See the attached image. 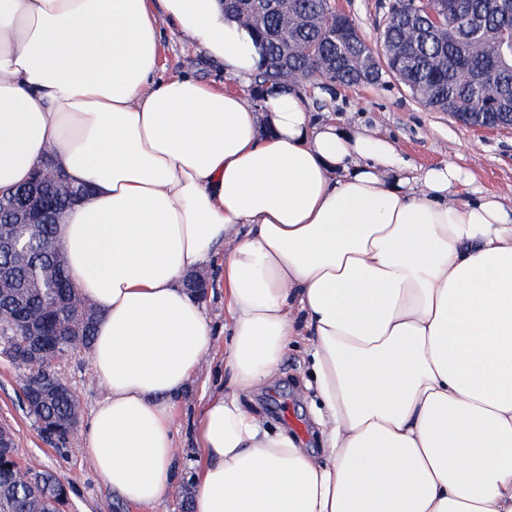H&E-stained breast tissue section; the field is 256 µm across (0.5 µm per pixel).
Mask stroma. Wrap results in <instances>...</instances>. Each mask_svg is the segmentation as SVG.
<instances>
[{"instance_id": "stroma-1", "label": "stroma", "mask_w": 512, "mask_h": 512, "mask_svg": "<svg viewBox=\"0 0 512 512\" xmlns=\"http://www.w3.org/2000/svg\"><path fill=\"white\" fill-rule=\"evenodd\" d=\"M333 7L351 15L369 42H376L387 15L388 0H332ZM161 52L157 79L187 75L227 90L239 83L225 75L221 64L207 53L179 38L166 19H159ZM300 90L313 120L354 123L378 131L395 142L403 158L415 168L451 162L466 172L471 182L462 189L461 199L473 191L499 193L512 189V129L469 128L445 112L416 101L396 80L382 85L330 88L305 82ZM220 259L203 272L209 288L203 299L211 327L207 363L194 375L176 399L174 416L175 473L173 490L156 504L143 508L122 503L105 487L85 458L81 439L72 436L63 443L47 440L20 400L24 379L22 368L0 356V426L14 435L21 462L37 471L54 474L69 489L71 512H178L177 489L195 482L198 451L195 443L197 412L203 398L221 384L224 377V290L218 282ZM63 380L74 392L82 417H89L105 389L93 377L87 349L69 352L60 363ZM308 363L303 346L290 349L280 366V377L262 390L257 404L272 424L289 428L303 439L315 432V391L307 387Z\"/></svg>"}]
</instances>
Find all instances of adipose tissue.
Masks as SVG:
<instances>
[{"mask_svg": "<svg viewBox=\"0 0 512 512\" xmlns=\"http://www.w3.org/2000/svg\"><path fill=\"white\" fill-rule=\"evenodd\" d=\"M243 83L261 55L222 0H0V188L46 158L89 197L59 219L107 394L82 451L119 497L174 481V399L210 347L184 275L223 254L228 381L202 403L193 512H512V202L457 200L378 132L156 80L159 18ZM304 342L317 447L246 394Z\"/></svg>", "mask_w": 512, "mask_h": 512, "instance_id": "obj_1", "label": "adipose tissue"}]
</instances>
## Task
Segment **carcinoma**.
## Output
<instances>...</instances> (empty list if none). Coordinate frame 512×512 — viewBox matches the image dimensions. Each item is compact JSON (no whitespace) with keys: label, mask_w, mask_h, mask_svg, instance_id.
<instances>
[{"label":"carcinoma","mask_w":512,"mask_h":512,"mask_svg":"<svg viewBox=\"0 0 512 512\" xmlns=\"http://www.w3.org/2000/svg\"><path fill=\"white\" fill-rule=\"evenodd\" d=\"M224 13L248 28L262 49L265 69L250 89L257 106L269 85L309 80L326 68L343 86L377 85L392 77L424 106L466 125L512 126V8H502L501 0H390L374 70L349 51L347 40L358 24L336 13L331 0H290L285 10L277 2L274 11L261 15L251 13L245 0H224ZM42 174L51 214L26 237L27 259L16 264L0 252V275L11 279V287L0 294V344L23 349L18 310L42 321L56 308L58 349L47 361L24 365V380L57 382V360L75 348L74 338L89 347L97 315L78 304L58 237V217L72 199L52 168L43 167ZM24 408L39 426L56 429L59 442L66 441L65 429L80 417L68 388ZM30 476L37 484L34 491L19 478L11 458L0 461V512H64L66 486L47 472Z\"/></svg>","instance_id":"1"}]
</instances>
